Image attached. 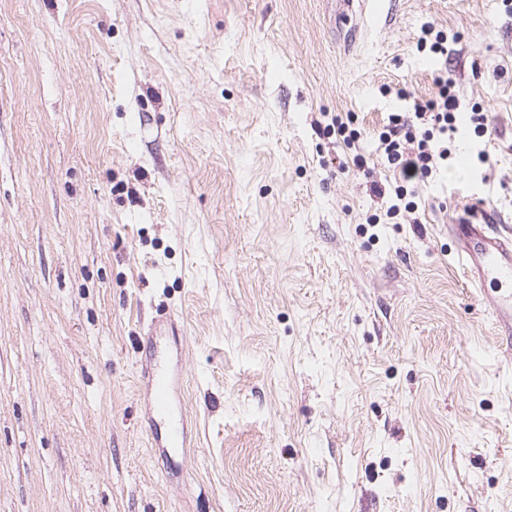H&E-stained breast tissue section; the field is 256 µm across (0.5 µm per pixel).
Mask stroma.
Returning a JSON list of instances; mask_svg holds the SVG:
<instances>
[{"label": "stroma", "mask_w": 512, "mask_h": 512, "mask_svg": "<svg viewBox=\"0 0 512 512\" xmlns=\"http://www.w3.org/2000/svg\"><path fill=\"white\" fill-rule=\"evenodd\" d=\"M344 10L0 0V512H512V353L448 235L482 199L512 225V0ZM427 26L487 132L372 224ZM163 317L180 473L141 378ZM332 123L328 124L326 128L332 131H336V135H339L343 138V141L347 144H354L356 140H359L360 132L356 128H352L355 118L350 113L347 112L345 118L340 115L336 114V116L332 117Z\"/></svg>", "instance_id": "1"}]
</instances>
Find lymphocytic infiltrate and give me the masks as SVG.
Segmentation results:
<instances>
[{
	"mask_svg": "<svg viewBox=\"0 0 512 512\" xmlns=\"http://www.w3.org/2000/svg\"><path fill=\"white\" fill-rule=\"evenodd\" d=\"M434 84L436 91L429 99L413 101L411 111L391 113L378 134L380 150L399 173L393 187H371L374 195L391 197L387 219L416 211L417 203L408 198V183L430 176L451 156L448 144L457 131L461 104L447 72H438Z\"/></svg>",
	"mask_w": 512,
	"mask_h": 512,
	"instance_id": "1",
	"label": "lymphocytic infiltrate"
}]
</instances>
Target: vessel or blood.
<instances>
[{
	"label": "vessel or blood",
	"instance_id": "1",
	"mask_svg": "<svg viewBox=\"0 0 512 512\" xmlns=\"http://www.w3.org/2000/svg\"><path fill=\"white\" fill-rule=\"evenodd\" d=\"M456 244L459 263L473 288L484 296L507 348H512V234L503 233L499 225L486 217L464 220L448 227ZM146 412L157 427L151 432V445L163 449V463L176 468L184 463L187 445L186 416L173 401L176 375L161 361L147 362Z\"/></svg>",
	"mask_w": 512,
	"mask_h": 512
}]
</instances>
